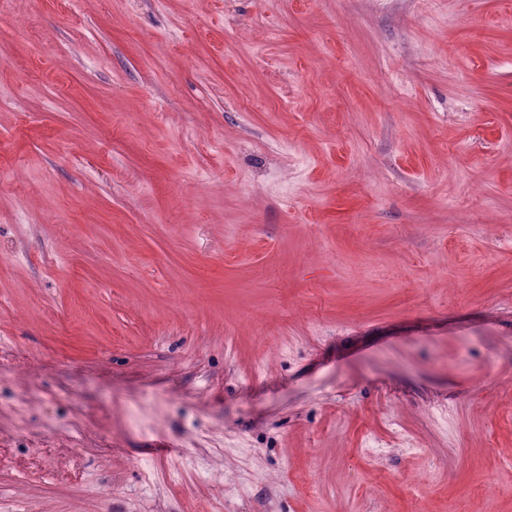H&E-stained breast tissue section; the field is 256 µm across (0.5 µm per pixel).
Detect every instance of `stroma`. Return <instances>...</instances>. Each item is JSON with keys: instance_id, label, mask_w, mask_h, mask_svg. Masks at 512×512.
Segmentation results:
<instances>
[{"instance_id": "obj_1", "label": "stroma", "mask_w": 512, "mask_h": 512, "mask_svg": "<svg viewBox=\"0 0 512 512\" xmlns=\"http://www.w3.org/2000/svg\"><path fill=\"white\" fill-rule=\"evenodd\" d=\"M0 512H512V0H0Z\"/></svg>"}]
</instances>
